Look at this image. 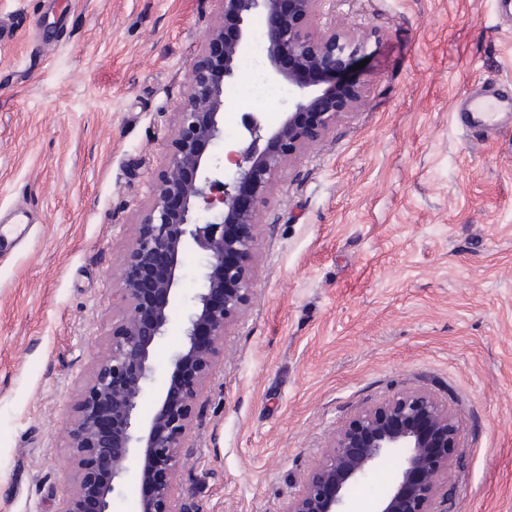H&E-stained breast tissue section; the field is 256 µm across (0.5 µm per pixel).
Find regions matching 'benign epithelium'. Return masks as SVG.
<instances>
[{
    "label": "benign epithelium",
    "mask_w": 512,
    "mask_h": 512,
    "mask_svg": "<svg viewBox=\"0 0 512 512\" xmlns=\"http://www.w3.org/2000/svg\"><path fill=\"white\" fill-rule=\"evenodd\" d=\"M221 17L190 64L188 93L176 112L172 148L126 256L120 286L127 303L98 360L70 428L79 455L74 492L60 512H110V501L137 462L138 512H182L171 478L183 461L192 408L231 325L252 298L251 260L261 207L276 178L346 113L365 104L366 78L354 67L367 44L317 26L323 0H220ZM264 22L266 69L294 92L291 111L263 149L208 148L224 139V86L252 47V22ZM204 252L200 284L180 323L182 342L148 413L141 398L167 336L185 255ZM461 440L457 414L421 389L361 410L333 435L287 512H354L352 489L397 460L393 481L371 512H447L438 490Z\"/></svg>",
    "instance_id": "obj_1"
}]
</instances>
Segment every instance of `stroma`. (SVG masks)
Returning <instances> with one entry per match:
<instances>
[{
    "label": "stroma",
    "instance_id": "stroma-1",
    "mask_svg": "<svg viewBox=\"0 0 512 512\" xmlns=\"http://www.w3.org/2000/svg\"><path fill=\"white\" fill-rule=\"evenodd\" d=\"M219 0H0V512H59L68 429L122 317L119 278ZM369 40L366 107L278 176L253 295L216 355L174 475L188 512H287L336 429L422 388L457 413L448 512H512V122L462 134L461 99L512 97L495 0H324ZM224 115L263 128L266 70Z\"/></svg>",
    "mask_w": 512,
    "mask_h": 512
}]
</instances>
